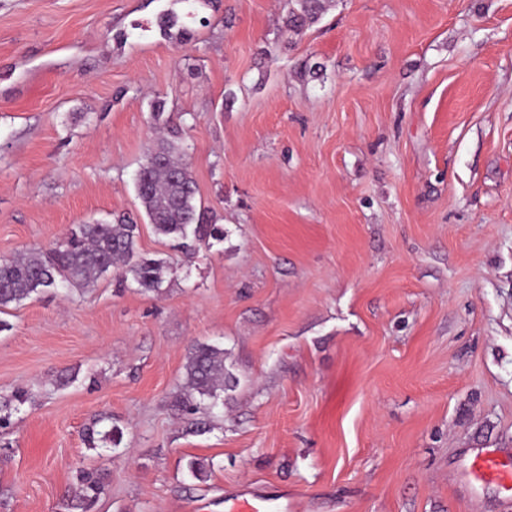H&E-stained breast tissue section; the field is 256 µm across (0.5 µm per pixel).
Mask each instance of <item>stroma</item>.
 I'll use <instances>...</instances> for the list:
<instances>
[{
  "instance_id": "stroma-1",
  "label": "stroma",
  "mask_w": 512,
  "mask_h": 512,
  "mask_svg": "<svg viewBox=\"0 0 512 512\" xmlns=\"http://www.w3.org/2000/svg\"><path fill=\"white\" fill-rule=\"evenodd\" d=\"M290 6L0 0V257L123 215L167 267L0 310V397L31 395L0 512H66L83 470L93 512H512L466 473L512 453V0H334L300 37ZM158 97L224 229L193 255L135 190ZM195 343L240 380L205 434L173 407Z\"/></svg>"
}]
</instances>
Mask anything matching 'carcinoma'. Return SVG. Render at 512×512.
<instances>
[{
  "instance_id": "obj_1",
  "label": "carcinoma",
  "mask_w": 512,
  "mask_h": 512,
  "mask_svg": "<svg viewBox=\"0 0 512 512\" xmlns=\"http://www.w3.org/2000/svg\"><path fill=\"white\" fill-rule=\"evenodd\" d=\"M332 0H291L284 28L298 36L317 23ZM162 35L183 43L188 31L175 13L158 22ZM168 136L151 149L138 170V199L154 231L178 241L186 252H194L209 239L224 240L215 224L204 223L196 202V185L189 166L182 160L181 129L173 118L165 121ZM138 225L118 218L113 223L80 224L67 239L49 250H32L24 256L0 260V309L17 304L33 293L65 287L84 288L113 270L120 282L145 291L163 283L164 262L139 256ZM186 390L178 410L190 416L191 431L207 432L211 416L224 403V392L236 388L239 379L226 367L224 348L207 343L191 346L184 366ZM104 485L99 477H81L79 491L68 507L91 512Z\"/></svg>"
}]
</instances>
